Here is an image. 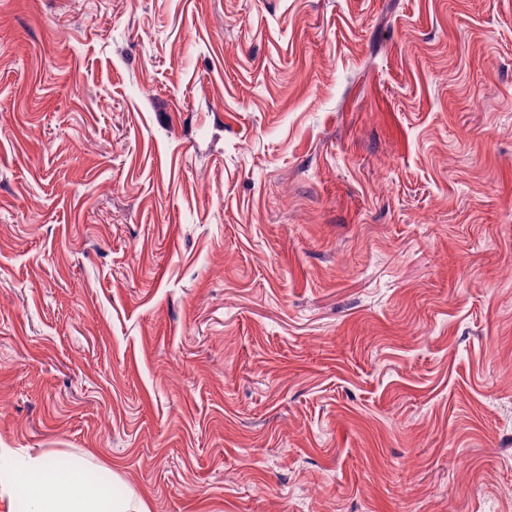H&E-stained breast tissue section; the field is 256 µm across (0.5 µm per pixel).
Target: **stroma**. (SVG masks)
<instances>
[{
    "label": "stroma",
    "mask_w": 512,
    "mask_h": 512,
    "mask_svg": "<svg viewBox=\"0 0 512 512\" xmlns=\"http://www.w3.org/2000/svg\"><path fill=\"white\" fill-rule=\"evenodd\" d=\"M0 399L151 512H512V0H0Z\"/></svg>",
    "instance_id": "stroma-1"
}]
</instances>
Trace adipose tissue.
I'll return each instance as SVG.
<instances>
[{"label":"adipose tissue","instance_id":"1","mask_svg":"<svg viewBox=\"0 0 512 512\" xmlns=\"http://www.w3.org/2000/svg\"><path fill=\"white\" fill-rule=\"evenodd\" d=\"M6 484L26 501L28 512H149L145 499L120 477H113L107 491L88 480L83 469L62 468L43 456L19 457Z\"/></svg>","mask_w":512,"mask_h":512}]
</instances>
